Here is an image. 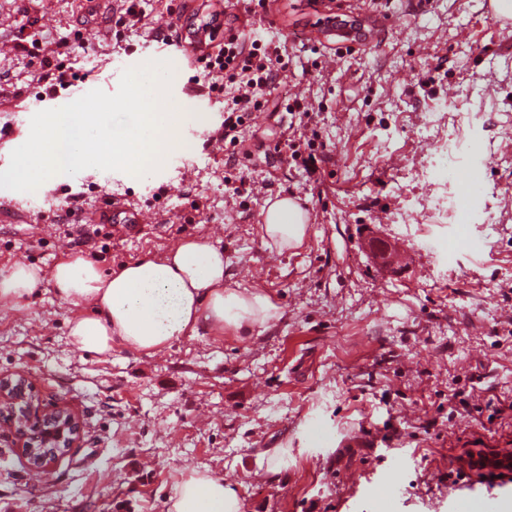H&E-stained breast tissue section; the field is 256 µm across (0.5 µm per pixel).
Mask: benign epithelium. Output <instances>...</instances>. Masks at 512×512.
<instances>
[{"label":"benign epithelium","instance_id":"1","mask_svg":"<svg viewBox=\"0 0 512 512\" xmlns=\"http://www.w3.org/2000/svg\"><path fill=\"white\" fill-rule=\"evenodd\" d=\"M0 428L11 434L18 453L34 470L53 466L81 433L79 419L66 405L38 408L34 387L23 370L0 375Z\"/></svg>","mask_w":512,"mask_h":512}]
</instances>
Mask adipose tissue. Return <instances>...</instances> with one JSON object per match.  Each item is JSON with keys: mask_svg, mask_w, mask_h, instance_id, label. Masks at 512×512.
Returning a JSON list of instances; mask_svg holds the SVG:
<instances>
[{"mask_svg": "<svg viewBox=\"0 0 512 512\" xmlns=\"http://www.w3.org/2000/svg\"><path fill=\"white\" fill-rule=\"evenodd\" d=\"M306 227V215L294 200L269 202L262 231L271 245L285 250L299 244ZM42 277L39 268L22 263L0 271V302L31 296ZM47 277L63 301L90 305L89 313L71 320L69 337L96 354L118 342L149 355L194 335L202 324L250 337L277 311L267 295L225 286L224 251L202 239L185 241L162 256L142 255L109 274L88 260L69 259ZM168 512H242V503L222 479L196 469L180 479Z\"/></svg>", "mask_w": 512, "mask_h": 512, "instance_id": "obj_1", "label": "adipose tissue"}]
</instances>
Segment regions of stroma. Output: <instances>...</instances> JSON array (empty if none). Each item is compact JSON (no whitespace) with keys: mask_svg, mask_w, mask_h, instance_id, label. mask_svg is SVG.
I'll return each instance as SVG.
<instances>
[{"mask_svg":"<svg viewBox=\"0 0 512 512\" xmlns=\"http://www.w3.org/2000/svg\"><path fill=\"white\" fill-rule=\"evenodd\" d=\"M97 3L0 0V170L34 113L149 59L174 66L170 135L187 147L142 177L88 168L0 189V269L44 273L0 304V374L25 370L43 407L83 425L45 480L0 432V512H167L194 469L237 489L242 512H378L387 483L392 512H512V461L448 479L466 451L512 449V28L486 0H273L243 34L286 43L290 62L277 110L244 129L265 147L249 163L264 184L233 197L224 94L183 47L116 29L111 0ZM51 64L69 77L53 95ZM297 96L308 113H289ZM286 137L302 159L275 152ZM444 150L483 168L465 219L461 183L433 176ZM282 196L307 217L283 251L261 231ZM189 239L223 248L225 285L266 294L276 317L248 339L203 326L150 356L71 343L80 310L55 293L58 262L115 271Z\"/></svg>","mask_w":512,"mask_h":512,"instance_id":"stroma-1","label":"stroma"}]
</instances>
